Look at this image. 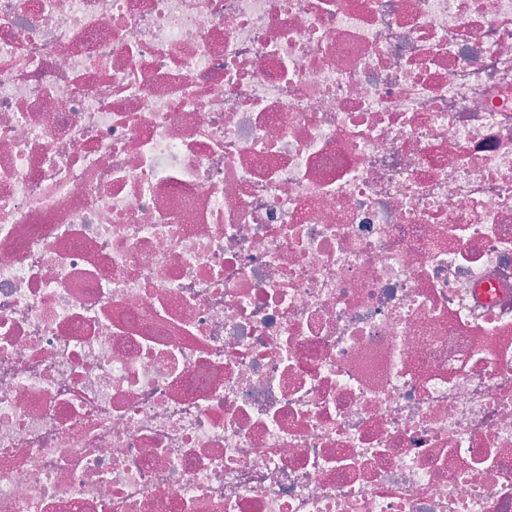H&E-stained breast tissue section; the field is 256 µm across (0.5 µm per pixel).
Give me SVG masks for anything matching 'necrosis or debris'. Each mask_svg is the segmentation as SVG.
<instances>
[{"label":"necrosis or debris","mask_w":512,"mask_h":512,"mask_svg":"<svg viewBox=\"0 0 512 512\" xmlns=\"http://www.w3.org/2000/svg\"><path fill=\"white\" fill-rule=\"evenodd\" d=\"M0 512H512V0H0Z\"/></svg>","instance_id":"obj_1"}]
</instances>
